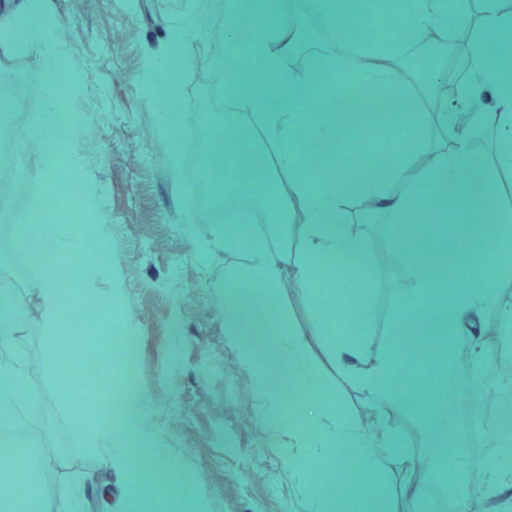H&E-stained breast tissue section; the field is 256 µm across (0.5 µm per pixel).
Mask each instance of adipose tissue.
<instances>
[{"label":"adipose tissue","instance_id":"adipose-tissue-1","mask_svg":"<svg viewBox=\"0 0 512 512\" xmlns=\"http://www.w3.org/2000/svg\"><path fill=\"white\" fill-rule=\"evenodd\" d=\"M269 4L228 0L224 54L216 62L224 72L226 94L244 93L248 104L247 111L228 113L225 123L211 125L228 165L202 169L203 179L217 188L210 206L224 220L198 243V254L206 265L222 253L235 259L223 270L224 341L265 399L272 426L281 424L282 380L318 393L286 432L285 446L294 476L305 489L307 512H392L386 472L410 466L419 457L434 463L435 476L450 488L458 512H470L471 490L463 479L468 457L460 443L464 426L450 416L460 392L452 360L463 345L473 361L482 359L484 347L476 330L490 306H498L501 320L512 328V304L502 303L497 293L498 283L512 276V209L490 193L485 162L472 153L464 136L435 153L426 166L414 168L432 117L393 70H360L344 54H313L303 71L286 68L291 41L271 42L255 33ZM296 7L301 16L316 12L339 40L351 36L350 13L339 0H296ZM399 16L400 29L414 33L433 28L444 36L455 24L444 0H404ZM192 37L193 21L187 16L176 27L173 52L155 67L148 86L173 167L185 132L177 110L178 76L193 61ZM0 47L36 55L44 73L42 112L18 141L41 170L43 193L22 210L1 196L0 213L9 215L36 272L40 324L48 339L46 363L52 370L68 364L81 372L94 364L93 384L108 389L123 361L120 340L112 334L122 315L98 293L111 273L112 255L106 237L96 231L100 196L76 145V81L39 0H26L0 21ZM345 80L385 90L393 109L382 118L397 141L380 171L363 173L355 181L348 177L354 168L348 146L354 138H370L375 127L361 105L346 99ZM488 96L493 108L481 112L479 120L497 133L498 167L511 171L512 53L490 56L480 39L469 55V76L458 104L465 108ZM317 97L324 108L314 112L309 104ZM311 144L323 147L322 160L301 165L303 149ZM270 155L275 165L265 166L259 182L238 178L239 160L264 163ZM354 195L377 200L390 212L398 226L394 242L408 267V286L394 301L391 341L374 356L365 334L376 272L361 263L354 287L346 289L341 273L330 268L333 258L362 259L369 251L365 236L352 233L344 221L343 204ZM295 219L300 234L281 248L274 246L271 233L257 229L262 221L284 232ZM289 267L313 308L312 331L296 327L277 303ZM30 300L21 289L0 287V354L12 350ZM78 332L85 337L83 344L60 356L61 339ZM311 334L321 337L344 381L378 411L396 404L412 409L418 447H409L387 422L372 434L355 426L334 392L321 385L308 355ZM414 366L433 372L420 403L400 384ZM30 399L24 372L0 362V425L16 424L19 405ZM149 412L136 389L105 410L79 405L72 415L83 446L102 452L107 465L126 472L125 512H165L192 488L190 473L172 462L150 431ZM0 454L13 461L11 475L0 480V512H38L42 485L31 476L28 448L10 444L0 447Z\"/></svg>","mask_w":512,"mask_h":512}]
</instances>
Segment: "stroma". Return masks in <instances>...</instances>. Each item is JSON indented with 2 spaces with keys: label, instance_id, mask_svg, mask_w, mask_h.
Returning a JSON list of instances; mask_svg holds the SVG:
<instances>
[{
  "label": "stroma",
  "instance_id": "obj_1",
  "mask_svg": "<svg viewBox=\"0 0 512 512\" xmlns=\"http://www.w3.org/2000/svg\"><path fill=\"white\" fill-rule=\"evenodd\" d=\"M224 16L214 0H47L45 16L67 30L64 42L81 85L76 102L84 122L78 134L82 160L96 175L104 196L103 230L112 253V273L102 294H118L125 318L116 329L132 345L140 389L151 405L149 426L173 462L193 477L192 495L180 512H307L305 493L294 480L287 454L277 444L250 376L234 366L224 343L221 297L224 283L204 280L194 242L208 238L212 224L197 210L187 169L172 173L157 112L147 96L153 68L172 50L171 31L183 16L196 23L194 62L179 77L181 110L190 116L200 98H214L200 73L209 64L200 20ZM400 58L416 89L431 90V76H448L464 56L454 40L403 50ZM26 77L35 94L15 112L31 124L42 110L43 73L38 60L0 47V72ZM400 288L393 270L378 273L369 318V341L387 346L392 306ZM309 356L334 390L353 423L365 426L372 406L343 385L318 337L308 339ZM37 314L22 325L8 361L19 364L35 397L19 415L32 455L47 459L35 471L54 484L42 512H123V474L82 448L70 426L72 396L95 399L91 384L73 392L68 368L51 373Z\"/></svg>",
  "mask_w": 512,
  "mask_h": 512
}]
</instances>
